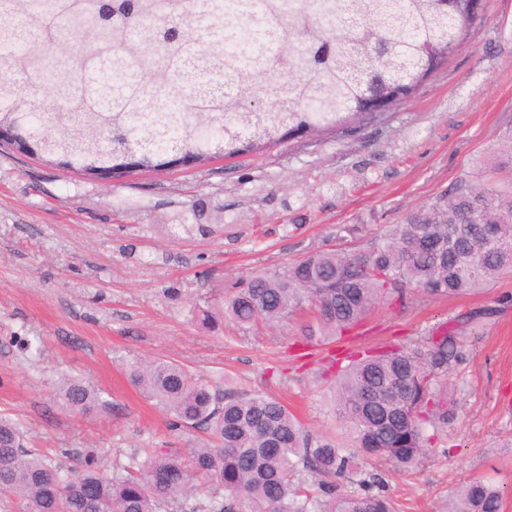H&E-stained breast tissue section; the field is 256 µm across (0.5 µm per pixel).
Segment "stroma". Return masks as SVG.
<instances>
[{
    "instance_id": "obj_1",
    "label": "stroma",
    "mask_w": 512,
    "mask_h": 512,
    "mask_svg": "<svg viewBox=\"0 0 512 512\" xmlns=\"http://www.w3.org/2000/svg\"><path fill=\"white\" fill-rule=\"evenodd\" d=\"M484 4L451 59L374 120L109 180L1 145L0 414L20 424L29 447L69 467L63 449L94 448L108 469L143 448L188 447L192 434L172 429L126 375L131 362L163 358L276 397L311 434L348 448L334 390L346 356L448 329L464 359L448 373L453 418L424 464L402 475L363 460L343 487L360 491L378 474L396 512H448L461 485L485 476L512 512V272L473 295L381 302L346 339L326 344L306 343L307 307L246 329H209L198 317L309 252L367 249L460 179L512 182L493 166L512 134V0ZM196 200L221 210L215 234L178 230ZM480 309L488 317L470 321ZM66 378L92 383L109 413L63 408L56 389Z\"/></svg>"
}]
</instances>
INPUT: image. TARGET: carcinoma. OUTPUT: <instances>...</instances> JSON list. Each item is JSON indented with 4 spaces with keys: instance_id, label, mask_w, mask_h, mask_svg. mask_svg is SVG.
Listing matches in <instances>:
<instances>
[{
    "instance_id": "obj_1",
    "label": "carcinoma",
    "mask_w": 512,
    "mask_h": 512,
    "mask_svg": "<svg viewBox=\"0 0 512 512\" xmlns=\"http://www.w3.org/2000/svg\"><path fill=\"white\" fill-rule=\"evenodd\" d=\"M0 0V124L15 127L24 155L94 177L172 165L192 151L208 161L273 145L285 130H329L347 117L374 119L376 100L404 103L461 47L483 0ZM80 50L64 52V38ZM48 91L47 102L38 91ZM186 234L214 233L191 208ZM512 271V184L460 180L362 251L314 252L278 275H256L219 312L242 328L278 323L308 302L306 342L342 338L384 297L455 296ZM462 358L450 333L348 356L337 373V409L353 450L320 440L280 400L212 386L184 366L128 365L132 385L175 429L203 436L182 454L147 448L106 473L96 450L63 470L27 448L0 417V494L20 512H393L373 492L337 490L361 457L393 471L419 468L448 424V370ZM70 411L110 409L88 382L58 389ZM324 477V500L297 476ZM503 492L468 481L451 512H501Z\"/></svg>"
}]
</instances>
